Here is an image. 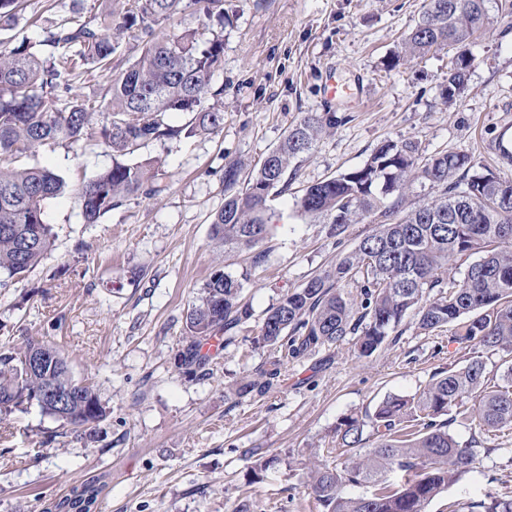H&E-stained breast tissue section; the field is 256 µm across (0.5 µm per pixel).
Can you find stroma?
I'll return each mask as SVG.
<instances>
[{
    "mask_svg": "<svg viewBox=\"0 0 512 512\" xmlns=\"http://www.w3.org/2000/svg\"><path fill=\"white\" fill-rule=\"evenodd\" d=\"M504 2L487 0V27L469 46L466 91L449 106L440 92L451 51L384 66L425 0H224V65L212 78L223 91L224 125L139 151L161 163L155 195L128 198L99 223H84L74 189L111 165V153L98 142L39 151L35 163L70 190L45 205L51 251L23 280L0 286V342L32 337L62 350L109 415L90 444L38 407L15 412L9 438H0V512H41L45 500L93 479L103 486L97 512H236L243 502L250 512H321L300 478L317 462L341 465V420L419 393L475 348L455 342L452 327L427 333L409 316L395 341L371 356L358 357L349 340L327 345L285 362L266 395L230 394L276 357L256 342L267 310L372 230L359 223L334 234L293 199L363 166L388 141L418 142L425 158L464 152L473 174L512 178V161L500 154L512 151V10ZM128 4L25 0L0 41L36 42L72 17L89 21ZM308 112L344 121L304 157L289 192L271 200L262 258L225 256L211 237L225 163L251 173ZM218 269L242 282L252 316L209 350L205 367H179L188 306ZM483 445L476 468L426 512H467L487 496L512 497V428L485 435Z\"/></svg>",
    "mask_w": 512,
    "mask_h": 512,
    "instance_id": "1",
    "label": "stroma"
}]
</instances>
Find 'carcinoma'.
Returning a JSON list of instances; mask_svg holds the SVG:
<instances>
[{
  "mask_svg": "<svg viewBox=\"0 0 512 512\" xmlns=\"http://www.w3.org/2000/svg\"><path fill=\"white\" fill-rule=\"evenodd\" d=\"M136 6L96 22L78 17L48 32L41 45L27 41L0 47V275L22 278L53 245L45 220L48 200L66 192V180L54 171L21 162L44 146L104 144L112 165L76 189L84 221L94 224L136 195L156 192V159L129 163L152 141L216 134L224 113L202 106L212 90V77L224 63V39L204 40L195 29L158 35L155 26L182 10L184 0H135ZM486 0H427L415 28L404 39L401 55L420 58L433 50L458 51L448 69L441 98L454 103L465 90L472 66L466 45L486 29ZM22 0H0V31L12 29ZM129 32L138 42L133 62L112 75L98 99L75 97L58 107L71 92V77L80 66L91 72L109 68L116 51L113 31ZM105 114L100 127L92 115ZM176 112L191 114L183 125L171 123ZM345 121L334 112H309L288 128L281 142L266 154L246 186L239 187L241 163L224 168V205L212 219L213 239L224 249H253L270 232L269 201L288 191L300 158L318 139ZM471 157L464 152H438L421 158L415 141H388L359 168L307 187L296 201L301 214L325 217L333 232L379 215L351 252L330 269L285 292L260 326L258 342L281 357L233 390L239 397L266 394L281 373L282 359L297 358L322 346L355 337L361 357H368L398 334L411 315L418 328L433 332L453 324L455 340L486 352L512 353V180L488 170L469 175ZM427 183L436 199L409 200L414 182ZM471 257L462 280L448 285L436 271L455 257ZM361 289V310H353L344 289ZM242 283L217 270L203 284L186 316L185 345L180 361L204 364L202 347L218 334L244 325L250 310L240 302ZM46 348L48 360L29 372L27 353ZM502 383H488L482 356L471 357L454 371H439L418 394L388 397L365 417H346L336 437L347 463L343 469L316 465L309 486L325 512H425L449 485L470 472L481 454L473 439L459 443L448 421L436 418L455 410L480 432L512 426V363ZM53 386L70 395L64 406L42 397ZM32 405L75 433L93 440L107 418L92 385L72 375L59 350L29 340L20 347H0V429L10 431L7 417ZM389 471L403 481L385 484ZM371 484L369 494L349 497L342 487ZM101 487L91 480L42 512H93ZM469 512H512V501L496 498L468 505Z\"/></svg>",
  "mask_w": 512,
  "mask_h": 512,
  "instance_id": "cac0c4a2",
  "label": "carcinoma"
}]
</instances>
